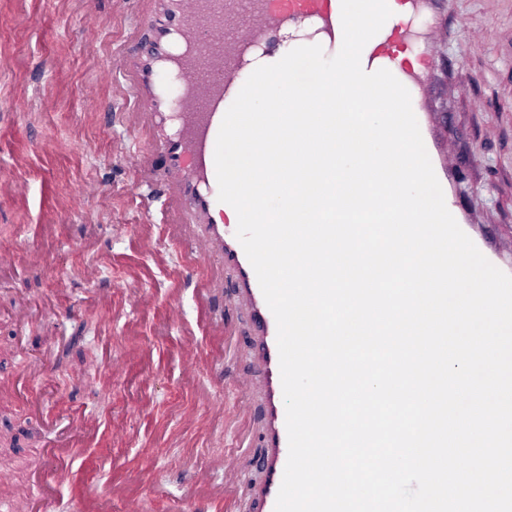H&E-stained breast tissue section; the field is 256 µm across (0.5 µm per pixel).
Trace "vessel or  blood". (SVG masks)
<instances>
[{"label":"vessel or blood","instance_id":"b4317fda","mask_svg":"<svg viewBox=\"0 0 512 512\" xmlns=\"http://www.w3.org/2000/svg\"><path fill=\"white\" fill-rule=\"evenodd\" d=\"M151 25L149 40L127 47L119 58L132 76L135 93L119 106L131 113V128L145 133L144 150L136 166L145 174L163 168L158 192L171 203L173 224L204 225L185 239L190 265L217 259L236 272L239 296L256 330L253 349L260 364L265 426L260 444L261 482L252 490L260 512H275L288 459L286 411L281 384L277 325L255 271L236 237L235 225L225 223L227 206L218 200L214 152L223 117L242 84L236 79L240 61L259 44H271L280 32L310 20L326 38L328 49L342 44L341 0H141ZM420 0H388L393 11L362 55L373 69L389 70L404 86L415 79L411 63L400 61ZM168 70L179 76L182 90L170 103L157 76ZM28 187L16 177L0 175V200L18 203ZM207 359L197 337H184L178 350L184 375L195 376ZM252 381L237 380L235 397L225 401L221 387L206 398L211 411L235 425L251 413ZM74 437L50 442V462L38 483L29 512H46L59 484L70 474Z\"/></svg>","mask_w":512,"mask_h":512}]
</instances>
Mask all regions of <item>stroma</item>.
<instances>
[{
  "instance_id": "stroma-1",
  "label": "stroma",
  "mask_w": 512,
  "mask_h": 512,
  "mask_svg": "<svg viewBox=\"0 0 512 512\" xmlns=\"http://www.w3.org/2000/svg\"><path fill=\"white\" fill-rule=\"evenodd\" d=\"M87 9L100 16L99 27L84 26ZM141 9L139 0H34L32 22L22 26L14 0H0V173L18 172L29 187L27 207L0 202V251L14 255L0 268V382L25 381L43 400L34 412L0 402V458L13 465L0 481V502L33 493L43 439L83 418L96 435L74 448L72 472L48 512H76L84 495L115 512L116 484L143 494L147 512H181L193 468H211L223 482L215 462L227 453L243 482L259 477L255 448L225 435L223 421L196 401L198 389L218 379L232 399L230 383L256 374L243 342L247 317L238 315L233 337L219 340L198 325L195 284L178 280L180 250L166 205L127 162L143 140L114 109L123 76L101 86L96 115L82 109L85 83L113 67L140 33ZM415 26L421 36L410 49L427 73L420 118L436 154L455 162L448 198L468 236L512 274V0H432ZM89 44L95 53L86 52ZM48 96L55 107L41 111L36 101ZM47 140L55 145L48 154L40 149ZM19 155L27 165L18 171ZM88 176L102 180L104 191L84 214H71L67 203ZM147 211L154 216L149 247L130 232ZM79 239L86 249H72ZM90 266L97 278L85 277ZM130 280L156 305L138 304ZM173 293L183 312L176 324L166 311ZM190 327L212 361L193 378L177 358ZM127 348L146 357L113 376L110 361ZM116 421L126 425V440H113Z\"/></svg>"
}]
</instances>
